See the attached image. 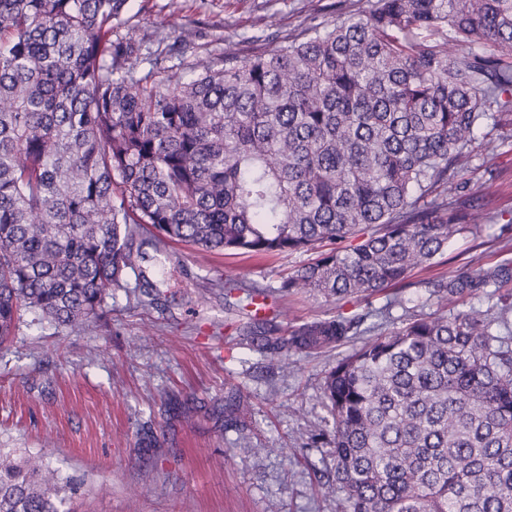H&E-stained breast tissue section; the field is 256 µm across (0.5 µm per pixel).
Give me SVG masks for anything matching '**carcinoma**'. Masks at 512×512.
Masks as SVG:
<instances>
[{
    "mask_svg": "<svg viewBox=\"0 0 512 512\" xmlns=\"http://www.w3.org/2000/svg\"><path fill=\"white\" fill-rule=\"evenodd\" d=\"M129 0H0V346L26 311L86 326L141 230L240 256L312 253L279 291L388 296L478 223L465 175L512 125V0H338L297 35L169 64L120 35ZM248 346L363 340L326 372L341 512H512V260L427 283L401 325L342 313ZM485 298L484 310L471 301ZM41 453L0 451V512H74Z\"/></svg>",
    "mask_w": 512,
    "mask_h": 512,
    "instance_id": "obj_1",
    "label": "carcinoma"
}]
</instances>
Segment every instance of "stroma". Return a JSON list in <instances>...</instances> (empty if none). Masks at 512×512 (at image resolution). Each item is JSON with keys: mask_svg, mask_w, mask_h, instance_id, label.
Segmentation results:
<instances>
[{"mask_svg": "<svg viewBox=\"0 0 512 512\" xmlns=\"http://www.w3.org/2000/svg\"><path fill=\"white\" fill-rule=\"evenodd\" d=\"M335 0H129L124 17L134 38L195 33V53L222 54L228 41L256 34L275 15L283 31L328 17ZM492 156L474 159L471 190L487 211L512 209V125ZM501 227L458 236L441 264L414 270L402 298L425 283L505 259ZM142 277L128 275L98 320L65 328L25 313L0 348V448L44 454L75 487L77 512H338L322 488L321 453L310 433L326 411L323 379L335 353L292 355L287 370L242 345L237 316L224 310V285L237 298L255 287L277 290L303 254L270 259L201 253L137 236ZM159 293L146 305L147 285ZM327 301L306 293L277 305L280 331L304 320L381 307ZM248 417L232 421L236 397Z\"/></svg>", "mask_w": 512, "mask_h": 512, "instance_id": "1", "label": "stroma"}]
</instances>
